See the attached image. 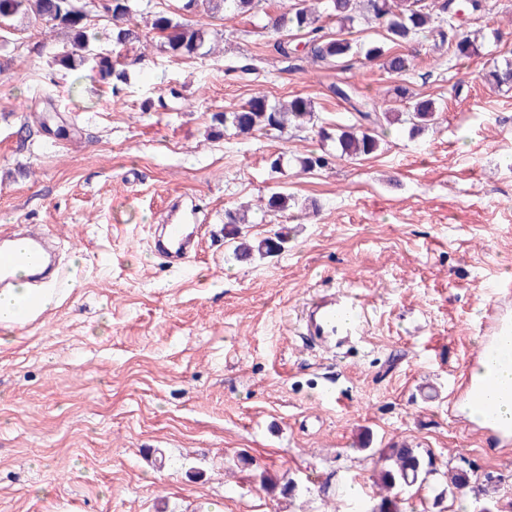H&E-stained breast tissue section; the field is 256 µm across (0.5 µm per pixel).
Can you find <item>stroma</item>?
Instances as JSON below:
<instances>
[{
  "instance_id": "1",
  "label": "stroma",
  "mask_w": 512,
  "mask_h": 512,
  "mask_svg": "<svg viewBox=\"0 0 512 512\" xmlns=\"http://www.w3.org/2000/svg\"><path fill=\"white\" fill-rule=\"evenodd\" d=\"M448 30H483L455 59L438 37L404 45L413 66L387 74L363 57L319 67L285 57L266 15L209 17L214 54L153 45L113 52L106 14L97 53L126 65L120 91L52 58L69 37L15 17L0 26V226L49 233L65 286L57 303L0 345V512H354L380 499L379 449L432 456L434 489L400 490L403 512H512V447L448 412L489 305L512 313V88L483 80L512 61V0ZM444 110L417 137L388 130L380 149L307 172L271 173L269 155L334 151L308 130L244 139L211 116L255 92L310 98L321 120L351 103L386 105L395 85ZM281 191L305 203L271 224L281 254L230 256L224 212ZM199 211L190 268L154 251L156 227L184 198ZM368 304L355 350L326 353L300 334L326 292ZM333 379L343 398L319 396ZM491 477L485 494L436 499L449 466ZM293 481L283 495L261 475Z\"/></svg>"
}]
</instances>
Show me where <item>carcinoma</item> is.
I'll return each instance as SVG.
<instances>
[{"instance_id": "obj_1", "label": "carcinoma", "mask_w": 512, "mask_h": 512, "mask_svg": "<svg viewBox=\"0 0 512 512\" xmlns=\"http://www.w3.org/2000/svg\"><path fill=\"white\" fill-rule=\"evenodd\" d=\"M264 0H185L183 10L192 13L198 7L215 15L256 13ZM90 0H0V25L23 14L39 22L61 29L71 36L70 49L56 56L58 65L68 70L86 68L102 80H112L113 89L127 80V74L112 64L108 55L90 53L87 33ZM103 9L112 21V42L117 47L140 44L148 47L150 34L164 39L163 48L173 56H206L204 51L210 33L199 22L190 19L177 20L163 12L149 11V0H105ZM483 0H443L433 7L422 5V0H296L271 19L272 30L281 35L276 49L289 54L288 37L299 36L312 58L323 64L339 63L349 57L361 55L368 62H382L388 74L401 77L411 67V59L391 51V47L408 43L419 36L430 33L444 35L443 25H451L455 17L480 12ZM147 16L145 27H140L137 17ZM336 21L339 32L326 31L324 20ZM365 22L384 31V43H370L359 47L344 36ZM482 47L477 35H464L454 45L453 54L458 58H470ZM484 78L498 87L512 84V63L495 66L484 74ZM394 94L404 103L403 109L378 112L373 105L364 102L355 108L353 118L336 125L335 131L320 124L311 99L295 95L286 101H273L263 92L252 96L243 106L232 112H216L211 116L212 129H231L238 136L249 138L256 133L273 131L283 134L288 128L316 131L323 141L336 143L340 156L355 159L379 150L384 131L394 125L406 127L410 135L418 134L436 124L442 106L432 98L407 96V89L394 87ZM329 154L286 155L277 153L269 158L271 171L280 173L287 167L301 172L313 168H324L330 164ZM293 198L283 193H273L258 200L257 210L261 220L273 222L291 207ZM224 223L234 225L233 256L239 262L264 259L281 252L285 234L276 232L259 240H251L243 234L240 225L249 223L247 214L238 210L224 213ZM384 462L378 474L377 484L386 491L378 506L371 512H401L398 494L394 490L402 487L432 485L437 470L432 460H426L415 448L406 446L380 449ZM479 477L471 470L459 469L448 474V489L436 494L435 499L447 494L458 498L478 483Z\"/></svg>"}]
</instances>
